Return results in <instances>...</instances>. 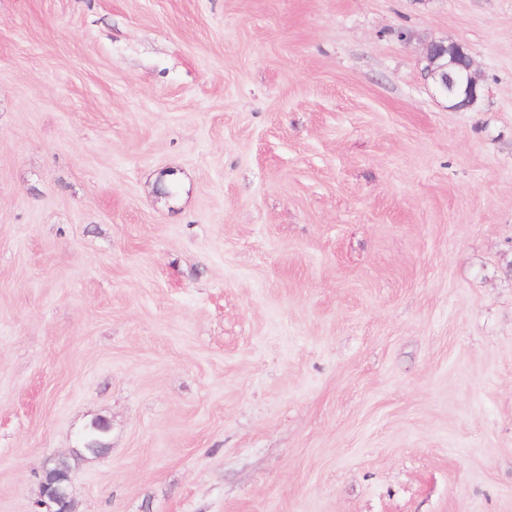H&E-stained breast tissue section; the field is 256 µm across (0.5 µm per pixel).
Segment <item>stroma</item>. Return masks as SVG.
Listing matches in <instances>:
<instances>
[{"label": "stroma", "mask_w": 512, "mask_h": 512, "mask_svg": "<svg viewBox=\"0 0 512 512\" xmlns=\"http://www.w3.org/2000/svg\"><path fill=\"white\" fill-rule=\"evenodd\" d=\"M59 459L75 512H512V0H0V512ZM424 76L431 83L433 95L451 102L452 107L463 110L479 98L480 84L475 78L473 62L465 45L457 42H431L425 52ZM466 103L460 107V102Z\"/></svg>", "instance_id": "1"}]
</instances>
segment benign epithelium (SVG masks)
<instances>
[{
    "label": "benign epithelium",
    "mask_w": 512,
    "mask_h": 512,
    "mask_svg": "<svg viewBox=\"0 0 512 512\" xmlns=\"http://www.w3.org/2000/svg\"><path fill=\"white\" fill-rule=\"evenodd\" d=\"M424 76L431 83L433 95L460 109L457 99L472 106L479 98L480 84L465 45L457 42H432L425 52ZM74 474L63 460L48 469L41 482V497L47 512H74L70 487Z\"/></svg>",
    "instance_id": "benign-epithelium-1"
}]
</instances>
